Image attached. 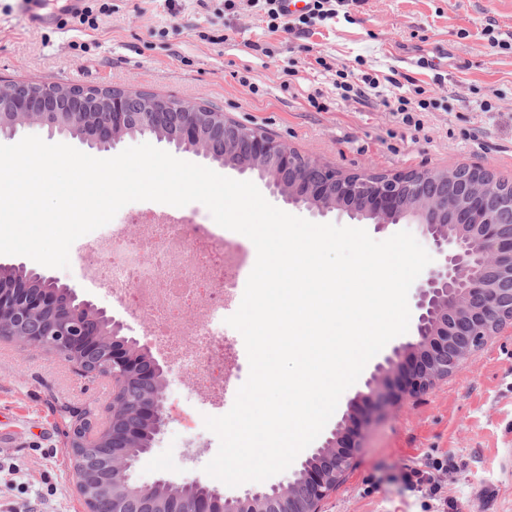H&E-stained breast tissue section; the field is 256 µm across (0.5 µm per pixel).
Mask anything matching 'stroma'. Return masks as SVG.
Segmentation results:
<instances>
[{
	"instance_id": "1",
	"label": "stroma",
	"mask_w": 512,
	"mask_h": 512,
	"mask_svg": "<svg viewBox=\"0 0 512 512\" xmlns=\"http://www.w3.org/2000/svg\"><path fill=\"white\" fill-rule=\"evenodd\" d=\"M116 9L98 29L58 25L36 30L27 0H0V76L51 80L66 86L114 88L196 102L343 173L395 174L483 167L512 180V50L491 47L483 30L512 37V0H361L348 15L311 19L291 32L272 33L254 8L216 16L198 0H180L170 15L164 0H113ZM227 29V41L210 44L197 33ZM328 66L313 63L315 55ZM380 70L395 78L382 98L364 107L337 96L333 73ZM294 77H286V70ZM248 74L259 93L238 81ZM290 89H283V81ZM415 82L435 106L415 132L393 116L383 97ZM318 95V106L309 96ZM493 105L480 111L481 101ZM18 137L37 135L100 158L142 143L217 173L252 181L276 207L315 223L350 225L337 210L318 213L288 204L267 178L207 161L151 135L122 138L112 150L23 126ZM91 232L70 249L69 269H42L79 299L123 321L124 336L152 348L143 320L88 280L83 264L98 239ZM171 419L133 480L196 481L226 496L256 490L231 488L204 473L216 455L217 436L204 419L228 412L222 395L200 388L178 372L165 376ZM112 383L81 375L73 363L0 338V512H83L74 485V460L64 433L72 415L105 420ZM447 461L439 470L434 460ZM423 470L455 512H512V325L488 337L466 363L426 391L386 406L365 427L361 447L322 504L323 512H424L425 497L407 490L405 476Z\"/></svg>"
}]
</instances>
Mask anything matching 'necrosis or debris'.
Returning <instances> with one entry per match:
<instances>
[{"mask_svg":"<svg viewBox=\"0 0 512 512\" xmlns=\"http://www.w3.org/2000/svg\"><path fill=\"white\" fill-rule=\"evenodd\" d=\"M139 238L119 228L101 236L84 268L145 321L155 345L182 374L213 393L224 390V314L238 304V279L256 255L236 234L195 218L191 223L130 213Z\"/></svg>","mask_w":512,"mask_h":512,"instance_id":"obj_1","label":"necrosis or debris"}]
</instances>
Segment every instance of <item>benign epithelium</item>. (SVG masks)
<instances>
[{
	"mask_svg": "<svg viewBox=\"0 0 512 512\" xmlns=\"http://www.w3.org/2000/svg\"><path fill=\"white\" fill-rule=\"evenodd\" d=\"M131 102L128 93L112 95L95 123L86 127L85 139L115 143L112 131L131 123L144 132L171 123L178 127L181 147L191 149L201 105L160 96L155 111L134 112ZM57 104L50 82L24 99L13 97L9 85L0 83V109L23 112L41 126ZM211 133L226 150L241 154L240 168L263 159L286 175V201L310 205L313 196L330 193L336 207L353 218L373 219L379 227L407 220L420 226L437 255L436 263L414 284V340L394 346L367 381L368 392L350 402L351 426L323 444L336 449L328 467L305 474L304 486L316 492L311 506H302L286 485L225 498L196 481L177 485L180 493L167 505V512H215L214 505L222 499L224 512H242L248 506L259 512H322V503L333 490L329 470L340 472L349 465L359 447L361 427L385 405L423 392L439 376L458 369L486 337L512 322V190L488 181L486 169L476 167L443 174L342 175L262 131L224 117ZM2 315L12 316L23 328V347L37 352L55 349L71 357L83 374L105 369L112 377L106 424L89 428L86 414L69 429V447L80 449L74 474L86 512H155V486H169V481L136 486L124 496L106 494L102 487L118 475L130 480L133 460L120 449L137 440L143 423L151 425L154 442L170 420L165 394L156 390L164 377L162 366L145 346L130 352L131 341L119 337L124 324L105 311L85 315L73 297L35 289L25 279L0 288ZM104 323L112 331H102Z\"/></svg>",
	"mask_w": 512,
	"mask_h": 512,
	"instance_id": "benign-epithelium-1",
	"label": "benign epithelium"
}]
</instances>
